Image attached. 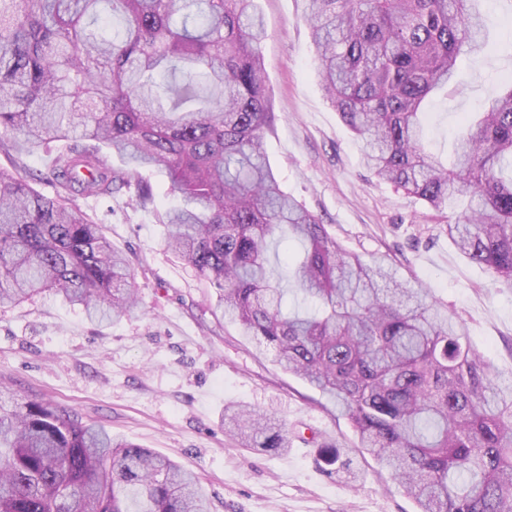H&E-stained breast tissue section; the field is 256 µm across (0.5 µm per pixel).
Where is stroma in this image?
Listing matches in <instances>:
<instances>
[{"mask_svg": "<svg viewBox=\"0 0 512 512\" xmlns=\"http://www.w3.org/2000/svg\"><path fill=\"white\" fill-rule=\"evenodd\" d=\"M487 44L464 59L433 108L428 151L451 158L462 113L477 111L512 73V0H486ZM265 21L261 51L274 102L264 148L284 190L302 202L346 249L390 255L398 275L430 288L467 323L473 346L495 373L512 374V288L465 259L444 231L446 217L377 180L361 143L327 101L311 32L298 0H256ZM155 194L148 209L127 195L82 200L134 273L139 305L108 324L90 322L46 293L0 308V388L23 401L48 402L104 426L113 437L166 455L193 470L212 512H417L370 455L335 406L283 371L214 314L209 287L165 244L159 213L176 204L168 180L146 171ZM243 404L288 426L282 453L245 448L225 436V407ZM350 467L326 461L329 447Z\"/></svg>", "mask_w": 512, "mask_h": 512, "instance_id": "35a3bbf8", "label": "stroma"}]
</instances>
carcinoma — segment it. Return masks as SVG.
<instances>
[{
	"instance_id": "1",
	"label": "carcinoma",
	"mask_w": 512,
	"mask_h": 512,
	"mask_svg": "<svg viewBox=\"0 0 512 512\" xmlns=\"http://www.w3.org/2000/svg\"><path fill=\"white\" fill-rule=\"evenodd\" d=\"M322 89L363 161L435 211L468 197L448 238L512 288V76L465 120L448 167L424 144V102L480 51L482 0H298ZM255 0H0V132L20 154L63 142L48 197L0 169V304L52 292L98 321L137 308L133 275L79 198L180 203L166 243L219 290L216 310L328 397L419 512H512V383L464 321L392 259L343 248L280 186ZM117 157L120 166L112 165ZM303 248L292 275L272 258ZM224 431L282 450L265 413ZM0 512H208L194 473L50 403L0 397Z\"/></svg>"
}]
</instances>
